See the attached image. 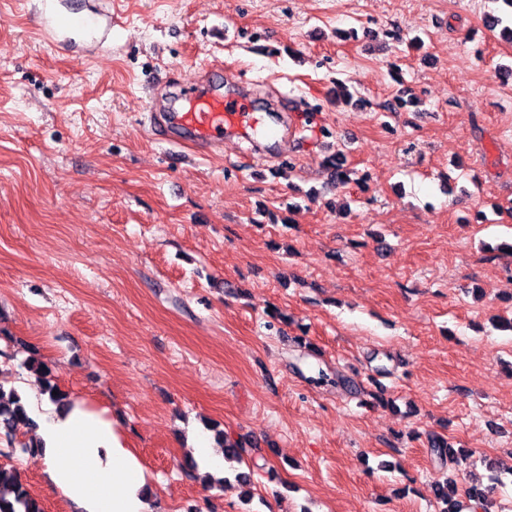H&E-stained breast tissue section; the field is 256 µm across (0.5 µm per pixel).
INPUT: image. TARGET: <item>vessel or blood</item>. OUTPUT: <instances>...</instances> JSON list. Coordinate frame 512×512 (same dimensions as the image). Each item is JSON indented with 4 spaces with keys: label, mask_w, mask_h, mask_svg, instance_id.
<instances>
[{
    "label": "vessel or blood",
    "mask_w": 512,
    "mask_h": 512,
    "mask_svg": "<svg viewBox=\"0 0 512 512\" xmlns=\"http://www.w3.org/2000/svg\"><path fill=\"white\" fill-rule=\"evenodd\" d=\"M35 18L42 34L58 47L74 32L103 41L112 30V15L106 11L95 19L62 24L57 0H41L35 8ZM255 126L254 109L248 97H229L205 89L185 93L170 110L151 113L149 123L150 131L162 132L172 146L190 144L203 150L222 143L229 130Z\"/></svg>",
    "instance_id": "vessel-or-blood-1"
}]
</instances>
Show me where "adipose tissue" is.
<instances>
[{
  "instance_id": "1",
  "label": "adipose tissue",
  "mask_w": 512,
  "mask_h": 512,
  "mask_svg": "<svg viewBox=\"0 0 512 512\" xmlns=\"http://www.w3.org/2000/svg\"><path fill=\"white\" fill-rule=\"evenodd\" d=\"M29 407L51 485L78 512H154L146 475L110 418L79 400L61 409L34 397Z\"/></svg>"
}]
</instances>
